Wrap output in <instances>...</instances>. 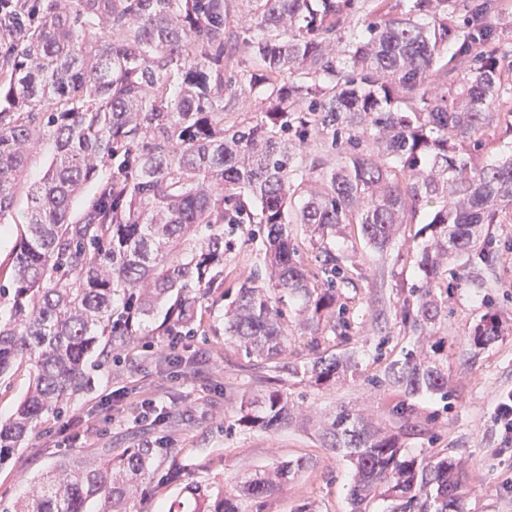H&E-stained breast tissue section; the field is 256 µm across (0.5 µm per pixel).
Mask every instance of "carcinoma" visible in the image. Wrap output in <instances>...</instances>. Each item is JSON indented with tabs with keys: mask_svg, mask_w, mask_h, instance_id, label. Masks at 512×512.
Instances as JSON below:
<instances>
[{
	"mask_svg": "<svg viewBox=\"0 0 512 512\" xmlns=\"http://www.w3.org/2000/svg\"><path fill=\"white\" fill-rule=\"evenodd\" d=\"M364 2L248 0L252 22L240 28L230 0H0V224L17 229L0 261V295H12L0 317V379L22 364L30 375L0 420V463L86 389L89 356L105 364L142 339L140 323L159 303L168 304L164 331L194 322L201 299L224 287L226 224L257 225L264 245L224 313V335L249 360L316 384L347 371L348 357L304 369L285 361L288 299H303L304 329L344 323L336 228L357 224L383 251L422 209L423 284L400 317L432 335L442 268L452 257L489 261L480 227L512 207V155L480 156L494 120L512 113V43L500 27L512 4ZM241 44L248 62L237 58ZM239 92L267 108L228 120ZM315 135L335 166L306 151ZM42 146L51 158L30 182ZM90 184L95 194L75 217ZM291 224L318 245L317 271L297 259ZM499 333L487 313L472 342ZM385 379L406 396L448 397L447 373L423 350L393 362ZM240 410L243 426L268 431L296 418L278 391ZM320 437L354 468L350 512H369L377 497L395 502L392 512H453L461 501L448 457L412 455L352 409ZM153 458L144 446L64 459L17 512H89L90 502L124 512ZM306 466L256 471L240 491L269 497ZM197 497L195 512H238L222 492Z\"/></svg>",
	"mask_w": 512,
	"mask_h": 512,
	"instance_id": "1",
	"label": "carcinoma"
}]
</instances>
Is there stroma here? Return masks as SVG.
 Returning a JSON list of instances; mask_svg holds the SVG:
<instances>
[{"label": "stroma", "instance_id": "1", "mask_svg": "<svg viewBox=\"0 0 512 512\" xmlns=\"http://www.w3.org/2000/svg\"><path fill=\"white\" fill-rule=\"evenodd\" d=\"M427 221L401 225L386 253L372 249L358 226L341 228L336 254L350 269L351 284L338 286L336 305L350 323L310 335L288 324V359L296 364L331 354L351 356L355 371L335 384L318 386L303 376H278L268 365L248 362L224 336V311L233 286L248 276L262 242L243 224L224 236L226 292L212 295L198 312L190 336L170 349L155 311L142 325L144 339L121 351L112 363L90 359L88 391L68 405L65 416L46 417L19 450L0 464V512L21 501L29 482L49 476L59 460L85 456L94 448H136L149 444L155 455L140 491L127 512H168L196 484L223 492L239 512H348L351 468L324 447L320 422L341 407L363 409L384 431L398 433L414 455H446L458 465L465 484L464 512H512V446L495 420L499 395L512 391V213L486 224L492 265L449 260L438 294L447 315L434 339L415 335L400 318V307L420 283L419 261ZM498 314L501 333L477 347L473 329L487 312ZM438 342L448 372V395L404 397L384 382L388 365L411 350ZM277 390L298 410L288 427L265 431L239 424L242 399ZM162 407L160 419H141L144 400ZM80 416L90 426L83 448L60 442L65 417ZM303 459L309 467L282 490L263 499L242 497L239 485L251 472Z\"/></svg>", "mask_w": 512, "mask_h": 512}]
</instances>
